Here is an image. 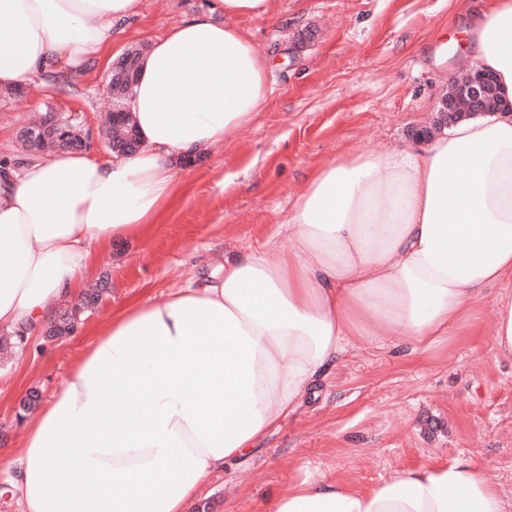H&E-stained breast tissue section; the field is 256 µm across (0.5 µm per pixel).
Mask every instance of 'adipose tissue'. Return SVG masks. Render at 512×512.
I'll list each match as a JSON object with an SVG mask.
<instances>
[{"label": "adipose tissue", "mask_w": 512, "mask_h": 512, "mask_svg": "<svg viewBox=\"0 0 512 512\" xmlns=\"http://www.w3.org/2000/svg\"><path fill=\"white\" fill-rule=\"evenodd\" d=\"M270 0H215L150 40L128 110L137 150L63 151L0 166V327L32 336L73 296L94 250L144 235L192 185L176 178L265 105L271 65L230 23ZM142 0H0V90L107 61ZM467 56L503 109L422 143L362 150L296 198L286 247L220 265L204 286L130 302L27 426L12 467L23 512H191L214 472L294 414L361 340L409 357L476 337L512 355V0L467 18ZM68 466H61V457ZM265 512H505L467 458L406 466L363 488L306 478Z\"/></svg>", "instance_id": "adipose-tissue-1"}]
</instances>
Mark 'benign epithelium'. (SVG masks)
I'll return each mask as SVG.
<instances>
[{"mask_svg":"<svg viewBox=\"0 0 512 512\" xmlns=\"http://www.w3.org/2000/svg\"><path fill=\"white\" fill-rule=\"evenodd\" d=\"M496 99L493 75L482 68H473L461 76L448 78V91L440 102V116L453 122L489 112L497 108Z\"/></svg>","mask_w":512,"mask_h":512,"instance_id":"1","label":"benign epithelium"}]
</instances>
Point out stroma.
<instances>
[{
    "mask_svg": "<svg viewBox=\"0 0 512 512\" xmlns=\"http://www.w3.org/2000/svg\"><path fill=\"white\" fill-rule=\"evenodd\" d=\"M206 0H143L125 23V51L194 15ZM482 0H271L239 31L273 63L271 92L241 132L186 169L193 192L164 223L99 251L73 301L52 299L51 317L23 345L0 343V512H23L10 461L26 433V402L48 403L99 330L128 302L179 288L211 265L288 244L285 229L305 184L337 157L390 150L432 128L450 75L465 73L455 38ZM112 102L89 62L41 85L0 91V160L28 159L20 129L45 116H76L83 148L107 159L102 129ZM80 305L72 333L53 329ZM469 457L499 486L512 512V356L490 343L438 344L404 359L389 342L356 344L327 370L296 413L251 454L213 473L205 506L264 512L288 484L322 476L355 486L405 465Z\"/></svg>",
    "mask_w": 512,
    "mask_h": 512,
    "instance_id": "obj_1",
    "label": "stroma"
}]
</instances>
